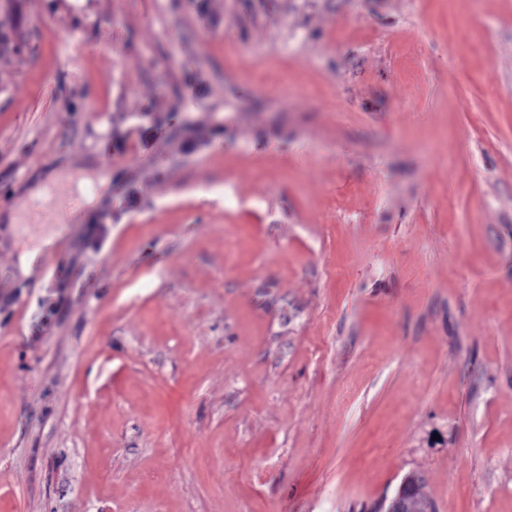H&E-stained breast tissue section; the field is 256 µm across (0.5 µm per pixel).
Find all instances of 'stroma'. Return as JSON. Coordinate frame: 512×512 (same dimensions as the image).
I'll use <instances>...</instances> for the list:
<instances>
[{"label": "stroma", "mask_w": 512, "mask_h": 512, "mask_svg": "<svg viewBox=\"0 0 512 512\" xmlns=\"http://www.w3.org/2000/svg\"><path fill=\"white\" fill-rule=\"evenodd\" d=\"M12 11L0 512H512V0ZM419 479L407 476L397 494L391 499L386 512H435L432 502L418 491Z\"/></svg>", "instance_id": "stroma-1"}]
</instances>
